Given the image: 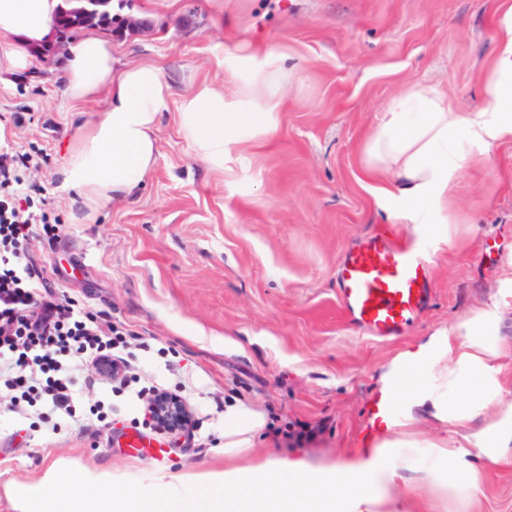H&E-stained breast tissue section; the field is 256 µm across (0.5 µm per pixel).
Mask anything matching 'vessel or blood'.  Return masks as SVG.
Here are the masks:
<instances>
[{
    "mask_svg": "<svg viewBox=\"0 0 512 512\" xmlns=\"http://www.w3.org/2000/svg\"><path fill=\"white\" fill-rule=\"evenodd\" d=\"M337 297L349 322L364 334L389 340L401 336L432 297L431 263L407 240L378 232L350 248L336 273ZM392 398L373 403L371 431L388 427Z\"/></svg>",
    "mask_w": 512,
    "mask_h": 512,
    "instance_id": "1",
    "label": "vessel or blood"
}]
</instances>
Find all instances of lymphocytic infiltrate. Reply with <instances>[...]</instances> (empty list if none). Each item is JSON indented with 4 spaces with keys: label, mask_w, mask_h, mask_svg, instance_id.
Instances as JSON below:
<instances>
[{
    "label": "lymphocytic infiltrate",
    "mask_w": 512,
    "mask_h": 512,
    "mask_svg": "<svg viewBox=\"0 0 512 512\" xmlns=\"http://www.w3.org/2000/svg\"><path fill=\"white\" fill-rule=\"evenodd\" d=\"M34 163L0 148V389L12 416L38 405L58 431L78 419L82 367L99 368L109 382L123 380L131 363L121 355L124 332L62 299L28 259L29 243L55 230L46 211L32 208L23 172Z\"/></svg>",
    "instance_id": "lymphocytic-infiltrate-1"
}]
</instances>
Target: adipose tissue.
Listing matches in <instances>:
<instances>
[{
  "label": "adipose tissue",
  "instance_id": "obj_1",
  "mask_svg": "<svg viewBox=\"0 0 512 512\" xmlns=\"http://www.w3.org/2000/svg\"><path fill=\"white\" fill-rule=\"evenodd\" d=\"M61 6L0 0V75L38 67L33 51L49 41ZM494 40L484 73L488 104L466 112L437 87L418 85L385 105L363 156L368 175L388 177L386 197L453 223V189L463 168L512 142V0L497 8ZM284 57L277 47L219 51V63L231 65L232 91L204 81L179 101L180 132L211 171L223 172L243 141L275 129L276 112L301 83L298 72L284 68ZM60 84L74 114L108 97L93 120H71L57 171V191L91 217L113 199L133 196L154 168L155 130L171 87L159 65L116 67L111 40L92 32L69 42ZM511 304L512 289H499L491 305L434 330L382 367L379 380L395 398L397 417L373 453L324 470L272 456L221 473L153 474L145 488L94 468L75 476L56 461L6 497L15 512H407L425 491L467 501L480 482L476 460H512V388L500 362L507 345L501 310ZM425 421L450 427V436L420 437ZM262 423L248 407H225V455H248Z\"/></svg>",
  "mask_w": 512,
  "mask_h": 512
}]
</instances>
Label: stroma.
<instances>
[{"mask_svg":"<svg viewBox=\"0 0 512 512\" xmlns=\"http://www.w3.org/2000/svg\"><path fill=\"white\" fill-rule=\"evenodd\" d=\"M118 18L143 29L113 36L122 65L162 66L173 91L156 139L158 158L135 196L114 199L93 223L54 191L67 141L57 77L63 53L37 70L0 78L6 144L42 152L29 184L59 220L29 257L102 321L123 325L142 366L141 385L186 398L191 439L151 430L143 406L87 386L83 408H108L89 427L51 432L30 409L0 426V502L55 460L109 469L132 484L153 473L220 471L224 408L242 403L265 425L252 456L297 457L328 466L357 453L379 396L378 375L436 328L489 305L512 286V142L467 166L453 195V243L432 247L433 296L394 340L348 323L336 293L343 253L378 225L416 234L418 222L375 189L362 148L383 104L419 84L438 85L461 109L488 102L481 75L492 50L498 0H117ZM242 53L286 50L301 86L273 133L242 142L223 174L183 139L177 101L211 81L232 88L216 45ZM24 116L13 124L12 113ZM136 432L161 460L122 443ZM481 487L469 512H512V462L477 460Z\"/></svg>","mask_w":512,"mask_h":512,"instance_id":"stroma-1","label":"stroma"}]
</instances>
